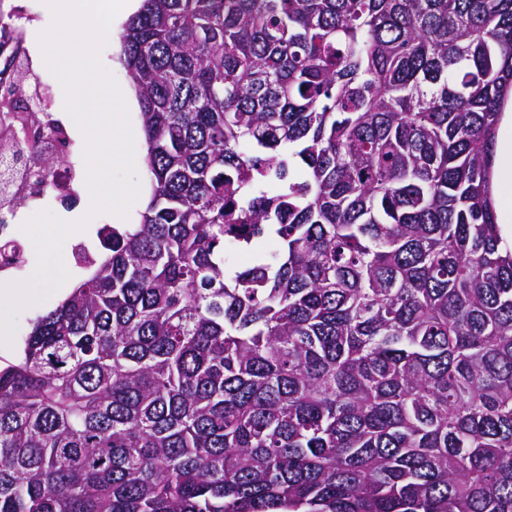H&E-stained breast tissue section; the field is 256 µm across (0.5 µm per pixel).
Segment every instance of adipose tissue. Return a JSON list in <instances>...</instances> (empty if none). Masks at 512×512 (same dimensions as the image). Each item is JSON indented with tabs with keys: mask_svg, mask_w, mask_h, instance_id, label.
I'll list each match as a JSON object with an SVG mask.
<instances>
[{
	"mask_svg": "<svg viewBox=\"0 0 512 512\" xmlns=\"http://www.w3.org/2000/svg\"><path fill=\"white\" fill-rule=\"evenodd\" d=\"M496 141L504 145L492 166V199L501 235L512 240V100L508 101L497 128Z\"/></svg>",
	"mask_w": 512,
	"mask_h": 512,
	"instance_id": "ef3b65f1",
	"label": "adipose tissue"
}]
</instances>
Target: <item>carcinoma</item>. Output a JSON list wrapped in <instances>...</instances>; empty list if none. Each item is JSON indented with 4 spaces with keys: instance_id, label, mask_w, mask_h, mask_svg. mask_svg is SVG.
I'll list each match as a JSON object with an SVG mask.
<instances>
[{
    "instance_id": "carcinoma-1",
    "label": "carcinoma",
    "mask_w": 512,
    "mask_h": 512,
    "mask_svg": "<svg viewBox=\"0 0 512 512\" xmlns=\"http://www.w3.org/2000/svg\"><path fill=\"white\" fill-rule=\"evenodd\" d=\"M138 223L0 368V512H512V0H144ZM498 144L510 146V152L499 153L492 166V199L497 212L501 235L512 240V99L506 103L497 128Z\"/></svg>"
}]
</instances>
